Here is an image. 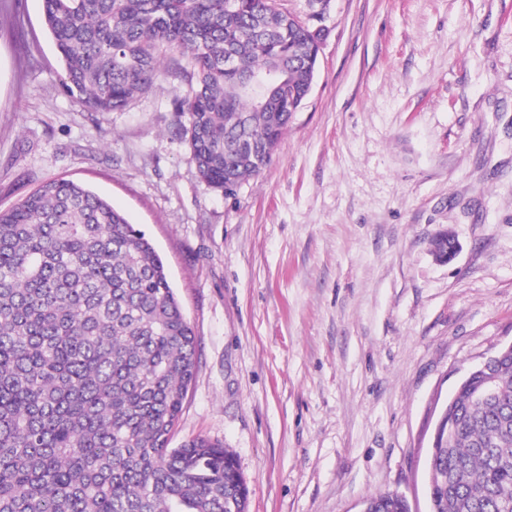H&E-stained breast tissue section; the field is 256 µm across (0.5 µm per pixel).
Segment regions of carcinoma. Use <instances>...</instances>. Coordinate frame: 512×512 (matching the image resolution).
Returning a JSON list of instances; mask_svg holds the SVG:
<instances>
[{
	"mask_svg": "<svg viewBox=\"0 0 512 512\" xmlns=\"http://www.w3.org/2000/svg\"><path fill=\"white\" fill-rule=\"evenodd\" d=\"M64 89L124 110L164 60L191 67L175 111L198 176L256 178L309 95L312 28L277 0H43ZM233 56L239 69L224 67ZM197 344L145 234L82 184L43 183L0 211V512H247L234 453L169 447ZM495 401L460 398L427 488L432 512H512V355ZM367 512H409L393 494Z\"/></svg>",
	"mask_w": 512,
	"mask_h": 512,
	"instance_id": "carcinoma-1",
	"label": "carcinoma"
}]
</instances>
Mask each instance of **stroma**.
<instances>
[{"label": "stroma", "instance_id": "1", "mask_svg": "<svg viewBox=\"0 0 512 512\" xmlns=\"http://www.w3.org/2000/svg\"><path fill=\"white\" fill-rule=\"evenodd\" d=\"M279 2L324 31L316 79L224 193L178 133L190 67L89 111L42 0H0V210L73 179L152 241L198 345L170 445L232 450L248 512H429L439 410L512 343V0ZM509 352H512V343L507 346L501 347L495 353L486 357L479 364V366H477L475 369L471 370L468 374H466L460 380V382L458 383V385L456 387L457 388L456 391L458 389H460L466 383H469V381L472 379L473 376L480 375L481 373H485V372L488 373L489 367L491 366L492 361L497 358H500L501 356H503L504 354L509 353ZM456 391H455V393H456ZM455 393H454V395L451 396L449 401L447 400V402L444 405V407L442 408V410L437 418L436 424H435L432 442H431V446H430L431 449H430L429 456L427 459V472H428L429 479L434 478V472L431 467V459H434L435 454L437 452V448H439L438 446L446 438H448V442H449V439L451 437L450 434L452 433L453 428H454V419H453V415H452V410H453ZM392 493L404 498L398 493ZM397 496L390 492L369 496L364 501L367 510L363 508L360 512H409L407 502Z\"/></svg>", "mask_w": 512, "mask_h": 512}]
</instances>
